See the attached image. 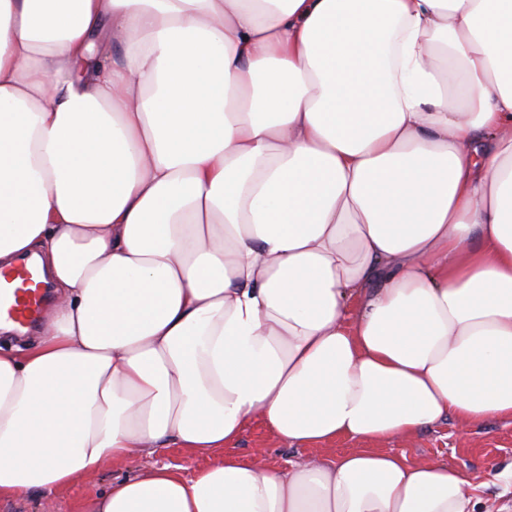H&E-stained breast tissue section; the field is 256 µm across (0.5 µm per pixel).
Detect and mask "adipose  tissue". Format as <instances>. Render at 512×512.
<instances>
[{
    "label": "adipose tissue",
    "mask_w": 512,
    "mask_h": 512,
    "mask_svg": "<svg viewBox=\"0 0 512 512\" xmlns=\"http://www.w3.org/2000/svg\"><path fill=\"white\" fill-rule=\"evenodd\" d=\"M0 499L180 448L81 512H475L383 450L512 421V0H0ZM279 440L361 448L272 469ZM19 279V286L13 283ZM4 287L0 283V318H7L23 325L40 307V296L34 286L33 272L26 265L14 275H4ZM315 448H295L275 439L260 422L245 428L232 448H225L226 454L250 458L255 454L263 455L273 468L286 466V461H295L302 456L316 453Z\"/></svg>",
    "instance_id": "1"
}]
</instances>
